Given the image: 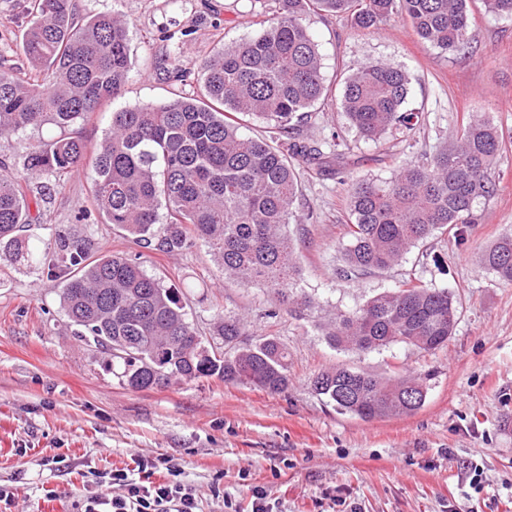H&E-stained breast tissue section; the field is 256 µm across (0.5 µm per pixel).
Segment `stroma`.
Masks as SVG:
<instances>
[{"mask_svg":"<svg viewBox=\"0 0 512 512\" xmlns=\"http://www.w3.org/2000/svg\"><path fill=\"white\" fill-rule=\"evenodd\" d=\"M27 0H0V69L24 65L18 47ZM271 0H74L76 13L121 15L128 22L132 69L121 93L85 126L96 144L113 111L192 93L178 69H196L208 53L256 33ZM473 37L463 50L428 47L399 18L358 30L336 16L309 13L327 95L303 128L321 147L319 176L297 164L298 205L288 231L313 298L306 317L291 315L267 290L225 281L203 242L176 253L144 248L106 224L89 202L86 175L52 187L23 231L31 246L53 242L60 226L115 252L139 256L150 274L179 288L190 321L218 343L220 317L242 315L251 337L272 336L288 349L289 386L271 395L203 378L165 388L119 384L94 348L79 341L59 305L60 284L40 266L0 267V486L12 489L0 512H81L91 470L129 466L132 456L168 459L199 494L200 512H249L251 489L268 492L273 512H512V283L481 265L482 254L512 233V19L470 0ZM408 71L407 105L422 112L413 140L392 133L378 144L350 129L338 107L341 76L368 62ZM473 117H488L510 141L492 177L495 196L478 221L438 234L384 272L341 279L340 242L347 197L336 171L390 180L451 144ZM50 125L0 140V162L22 175L30 148L57 136ZM346 147L335 151L332 135ZM461 302L447 346H403L358 354L330 346L320 327L337 311L362 305L408 273ZM348 366L389 378L432 372L425 405L410 416L364 422L336 412L312 380Z\"/></svg>","mask_w":512,"mask_h":512,"instance_id":"stroma-1","label":"stroma"}]
</instances>
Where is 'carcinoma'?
Here are the masks:
<instances>
[{"instance_id":"cac0c4a2","label":"carcinoma","mask_w":512,"mask_h":512,"mask_svg":"<svg viewBox=\"0 0 512 512\" xmlns=\"http://www.w3.org/2000/svg\"><path fill=\"white\" fill-rule=\"evenodd\" d=\"M275 2L278 9L255 34L205 57L196 96L115 111L91 146L82 124L120 94L130 72L127 23L108 13L79 19L72 0H30L19 45L27 68L0 72V139L44 125L60 129L27 153L31 176L50 174L59 185L87 169L92 203L133 243L155 241L174 252L200 240L225 278L274 293L301 317L314 301L298 289L301 267L288 233L298 200L294 161L321 164L323 152L302 139L301 127L325 92L304 15L337 14L362 30L400 17L425 43L448 52L468 43L472 21L468 0ZM410 90L405 69L370 62L343 78L340 108L366 141L378 143L393 130L409 138L422 122V113L406 106ZM252 118L271 125L273 140L241 132ZM503 152L500 129L477 118L451 146L399 166L389 181L340 178L348 210L339 275L386 270L436 233L475 223L474 206L494 193L491 171ZM28 217L21 181L0 175V263L66 270L61 310L123 385L141 390L217 377L270 394L288 389V352L276 338L248 343L246 321L226 316L217 327L224 338L218 352L190 322L177 289L138 259L75 241L67 228L38 252L21 235ZM482 264L512 282V235L500 237ZM415 280L410 273L401 286L338 312L323 326L327 342L358 353L445 346L459 301ZM427 380L411 371L383 379L340 367L317 375L313 387L337 412L369 422L420 410Z\"/></svg>"}]
</instances>
